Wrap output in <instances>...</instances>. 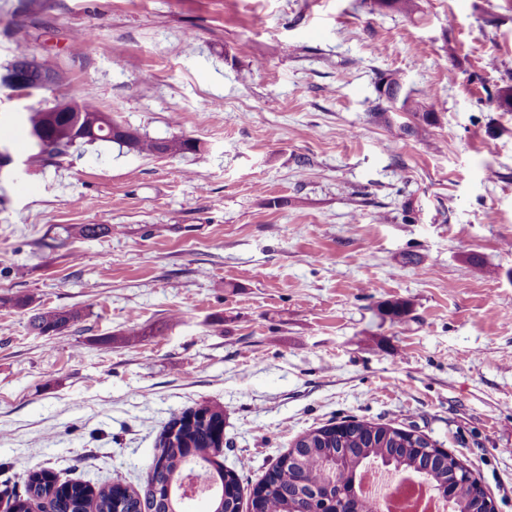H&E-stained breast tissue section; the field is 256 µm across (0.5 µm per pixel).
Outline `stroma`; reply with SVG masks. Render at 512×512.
Instances as JSON below:
<instances>
[{"mask_svg": "<svg viewBox=\"0 0 512 512\" xmlns=\"http://www.w3.org/2000/svg\"><path fill=\"white\" fill-rule=\"evenodd\" d=\"M19 3L0 71L28 42L55 96L205 150L0 170V297L85 313L42 336L0 305V512L39 468L144 491L164 425L205 404L243 485L355 416L423 434L512 512V0ZM382 72L435 123L393 139Z\"/></svg>", "mask_w": 512, "mask_h": 512, "instance_id": "35a3bbf8", "label": "stroma"}]
</instances>
